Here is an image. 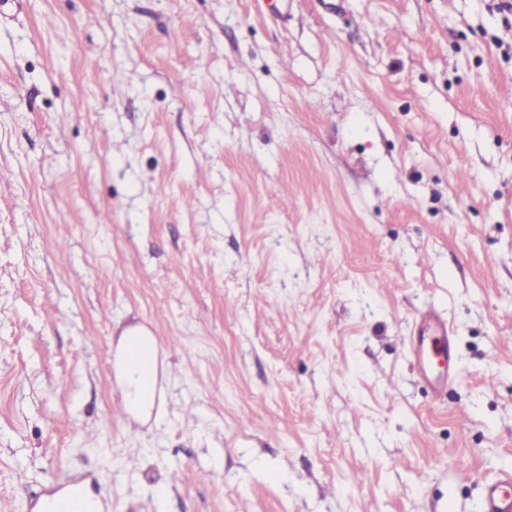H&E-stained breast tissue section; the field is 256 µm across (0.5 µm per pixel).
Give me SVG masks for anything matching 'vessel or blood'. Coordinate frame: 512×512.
<instances>
[{
    "mask_svg": "<svg viewBox=\"0 0 512 512\" xmlns=\"http://www.w3.org/2000/svg\"><path fill=\"white\" fill-rule=\"evenodd\" d=\"M416 335L413 352L422 379L434 393H441L453 376L455 348L448 321L435 310H425L419 316ZM87 496V478L56 482L34 501L31 512H89ZM481 512H512L511 471H501L486 482Z\"/></svg>",
    "mask_w": 512,
    "mask_h": 512,
    "instance_id": "vessel-or-blood-1",
    "label": "vessel or blood"
}]
</instances>
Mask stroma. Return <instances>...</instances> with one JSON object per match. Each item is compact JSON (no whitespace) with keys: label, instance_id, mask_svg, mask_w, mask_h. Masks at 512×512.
<instances>
[{"label":"stroma","instance_id":"obj_1","mask_svg":"<svg viewBox=\"0 0 512 512\" xmlns=\"http://www.w3.org/2000/svg\"><path fill=\"white\" fill-rule=\"evenodd\" d=\"M497 5L0 15V512L85 475L112 512H480L512 469ZM428 308L457 356L438 399ZM133 325L157 393L121 418L103 353ZM450 334L448 320L435 310L420 314L413 352L423 381L435 394L445 391L453 376L455 348Z\"/></svg>","mask_w":512,"mask_h":512}]
</instances>
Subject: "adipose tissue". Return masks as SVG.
<instances>
[{
	"label": "adipose tissue",
	"mask_w": 512,
	"mask_h": 512,
	"mask_svg": "<svg viewBox=\"0 0 512 512\" xmlns=\"http://www.w3.org/2000/svg\"><path fill=\"white\" fill-rule=\"evenodd\" d=\"M156 340L138 327L126 328L118 340L119 375L124 402L136 414L147 413L157 388Z\"/></svg>",
	"instance_id": "obj_1"
}]
</instances>
